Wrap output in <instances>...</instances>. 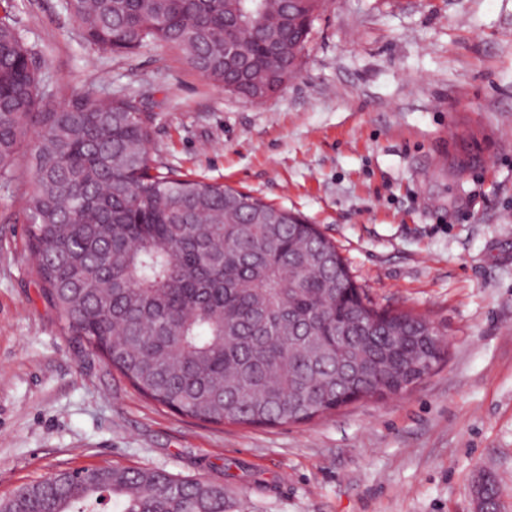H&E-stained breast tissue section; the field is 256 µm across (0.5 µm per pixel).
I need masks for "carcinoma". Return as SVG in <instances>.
<instances>
[{"mask_svg":"<svg viewBox=\"0 0 512 512\" xmlns=\"http://www.w3.org/2000/svg\"><path fill=\"white\" fill-rule=\"evenodd\" d=\"M290 0H66L92 47L155 44L224 91L259 100L268 46L288 44ZM0 177L31 160L26 248L65 335L142 395L214 425L300 424L398 395L444 346L425 320L377 307L314 224L248 193L166 168L154 117L132 94L50 104L15 5L0 8ZM247 44L224 60V29ZM278 224H255L259 214ZM227 512L224 484L157 469L65 470L0 512Z\"/></svg>","mask_w":512,"mask_h":512,"instance_id":"carcinoma-1","label":"carcinoma"}]
</instances>
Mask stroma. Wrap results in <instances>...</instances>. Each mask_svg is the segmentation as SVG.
Listing matches in <instances>:
<instances>
[{
	"label": "stroma",
	"mask_w": 512,
	"mask_h": 512,
	"mask_svg": "<svg viewBox=\"0 0 512 512\" xmlns=\"http://www.w3.org/2000/svg\"><path fill=\"white\" fill-rule=\"evenodd\" d=\"M44 80L141 96L151 150L300 215L378 307L443 336L407 391L304 424L215 426L66 336L25 253L27 157L0 179V499L115 465L221 480L231 512H512V0H326L298 75L259 103L154 45L88 46L64 0H17Z\"/></svg>",
	"instance_id": "obj_1"
}]
</instances>
